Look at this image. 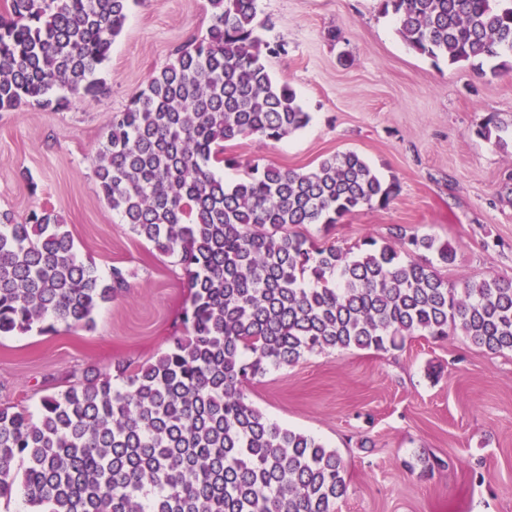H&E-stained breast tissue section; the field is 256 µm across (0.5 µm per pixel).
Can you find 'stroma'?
Returning <instances> with one entry per match:
<instances>
[{
  "label": "stroma",
  "mask_w": 512,
  "mask_h": 512,
  "mask_svg": "<svg viewBox=\"0 0 512 512\" xmlns=\"http://www.w3.org/2000/svg\"><path fill=\"white\" fill-rule=\"evenodd\" d=\"M285 46L268 57L272 76L296 92L311 121L281 141L245 138L227 147L297 171L346 151L362 155L400 192L384 209L346 216L331 235L303 234L349 248L392 231L450 241L443 276L512 280V135L481 139L488 116L512 119V71L480 75L407 47L378 0H257ZM209 26L207 0H133L98 78L99 91L69 95L60 109L24 105L0 112V211L15 222L46 208L100 272L130 274L126 293L104 303L93 329L0 338V403L33 410L46 388L115 362L143 363L182 335L189 300L177 257L123 224L99 192L97 149L114 112ZM271 421L335 448L350 478L338 512H512V352L492 354L462 335L419 336L389 352L308 354L248 390ZM440 459L408 470L415 456Z\"/></svg>",
  "instance_id": "1"
}]
</instances>
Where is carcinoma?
Returning a JSON list of instances; mask_svg holds the SVG:
<instances>
[{"label": "carcinoma", "mask_w": 512, "mask_h": 512, "mask_svg": "<svg viewBox=\"0 0 512 512\" xmlns=\"http://www.w3.org/2000/svg\"><path fill=\"white\" fill-rule=\"evenodd\" d=\"M131 0H8L0 14V112L58 109L99 84ZM207 36L192 38L131 96L97 151L107 204L140 239L175 255L189 304L183 334L153 360L115 375L86 371L35 411L0 405V499L26 512H337L349 489L341 455L281 426L248 386L306 353L404 348L415 336L462 334L512 352V280L439 268L456 249L398 233L356 250L328 233L360 209L386 208L399 187L354 151L307 171L224 153L243 137L279 141L310 114L274 80L257 0H208ZM415 53L481 70H512V0H379ZM243 169L227 185L216 166ZM128 271L81 260L48 209L24 224L0 212V336L92 329ZM122 381L116 385L112 378Z\"/></svg>", "instance_id": "cac0c4a2"}]
</instances>
